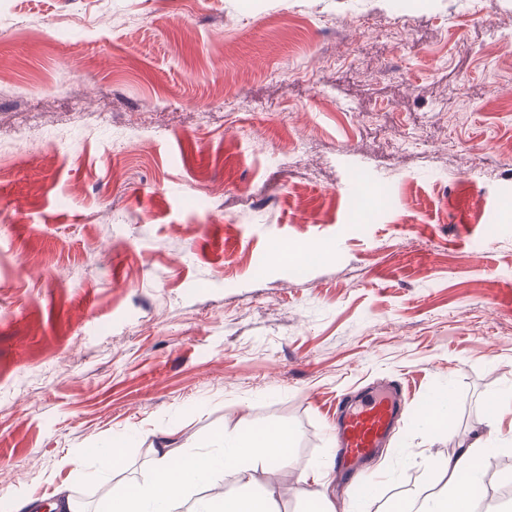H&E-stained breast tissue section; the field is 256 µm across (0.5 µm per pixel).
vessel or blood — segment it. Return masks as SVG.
I'll return each mask as SVG.
<instances>
[{"mask_svg":"<svg viewBox=\"0 0 512 512\" xmlns=\"http://www.w3.org/2000/svg\"><path fill=\"white\" fill-rule=\"evenodd\" d=\"M402 415V404L392 387L340 403L332 472L337 479L350 482L354 494L367 490L365 468L380 448L386 447Z\"/></svg>","mask_w":512,"mask_h":512,"instance_id":"1","label":"vessel or blood"}]
</instances>
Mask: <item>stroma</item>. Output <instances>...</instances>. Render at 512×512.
Instances as JSON below:
<instances>
[{
    "label": "stroma",
    "instance_id": "1",
    "mask_svg": "<svg viewBox=\"0 0 512 512\" xmlns=\"http://www.w3.org/2000/svg\"><path fill=\"white\" fill-rule=\"evenodd\" d=\"M388 381L367 512L480 434L512 480V0H0V512L255 426L274 512H350L336 400ZM126 447L127 439L116 438L106 448H84V454L96 457L102 474L108 476L124 467Z\"/></svg>",
    "mask_w": 512,
    "mask_h": 512
}]
</instances>
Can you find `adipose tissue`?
I'll return each instance as SVG.
<instances>
[{
  "mask_svg": "<svg viewBox=\"0 0 512 512\" xmlns=\"http://www.w3.org/2000/svg\"><path fill=\"white\" fill-rule=\"evenodd\" d=\"M223 450L217 454L177 456L158 449L148 484L112 485L107 512H177L190 487L207 485L220 471L242 475L238 492L219 493L201 502L196 512H272L267 495L251 489L246 475L251 462H287L292 434L283 427H255L248 433L222 438ZM486 439L475 437L454 458L448 459L447 492L443 495L408 500L394 498L388 512H483L478 488L482 483V462L490 452Z\"/></svg>",
  "mask_w": 512,
  "mask_h": 512,
  "instance_id": "adipose-tissue-1",
  "label": "adipose tissue"
}]
</instances>
